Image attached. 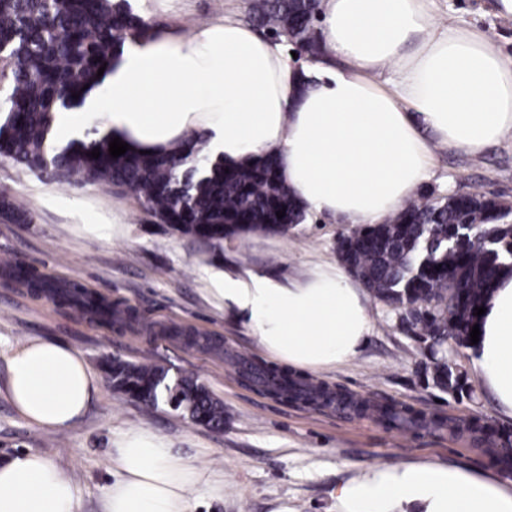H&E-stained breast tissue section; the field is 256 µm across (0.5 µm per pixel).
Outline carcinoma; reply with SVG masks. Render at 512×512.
<instances>
[{
	"mask_svg": "<svg viewBox=\"0 0 512 512\" xmlns=\"http://www.w3.org/2000/svg\"><path fill=\"white\" fill-rule=\"evenodd\" d=\"M318 0H253L252 21L300 44L308 55L319 51L317 31L307 22ZM148 24L126 0H0V44L12 58L0 123V157L35 173L75 184L123 189L160 223L195 240L221 243L249 232L285 233L306 220L288 187L268 174L279 159L267 157L225 169L203 153V141L169 157L125 153L109 155L112 137L94 130L83 140L57 145L49 138L52 113L80 103L101 83L100 67L124 35ZM79 98H73V95ZM100 156L91 157L93 149ZM512 204L494 194L460 193L412 200L383 224H365L337 241L344 267L393 310L398 327L428 351L425 374L441 391L462 398L467 382L448 361L443 347L470 343L478 323L475 308L507 266L512 268ZM0 209L16 222L27 220L24 205L0 197ZM285 210L282 218L276 212ZM37 286L79 304L90 318L111 326L132 323V312L46 280ZM112 388L147 405L175 394L174 411L191 421L224 428V403L197 378L168 380L169 369L152 361L106 360ZM264 389L281 400L313 404L340 396L323 385L295 381L265 371ZM378 419L404 430L445 427L443 418L425 419L397 406L377 408Z\"/></svg>",
	"mask_w": 512,
	"mask_h": 512,
	"instance_id": "1",
	"label": "carcinoma"
}]
</instances>
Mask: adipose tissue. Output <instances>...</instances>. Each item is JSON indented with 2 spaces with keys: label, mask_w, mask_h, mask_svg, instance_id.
Returning a JSON list of instances; mask_svg holds the SVG:
<instances>
[{
  "label": "adipose tissue",
  "mask_w": 512,
  "mask_h": 512,
  "mask_svg": "<svg viewBox=\"0 0 512 512\" xmlns=\"http://www.w3.org/2000/svg\"><path fill=\"white\" fill-rule=\"evenodd\" d=\"M429 0H319L320 53L297 64L283 42L224 17L184 34L126 35L83 106L53 115L56 139L84 138L94 117L131 153L171 155L202 139L231 166L282 159V181L308 211L344 224H380L429 176L432 144L478 153L512 131V58L484 33L439 23ZM390 74L393 84L379 78ZM211 293L296 369H333L356 358L371 334L367 295L340 267L283 283L213 268ZM473 367L512 417V271L485 301ZM19 413L62 430L98 393V378L65 345L30 339L8 359ZM104 486L105 512H183L205 470L177 457L149 429L129 431ZM80 488L51 461L25 452L0 461V512H77ZM354 512H394L405 500L425 512H512L500 486L437 466L385 467L344 485Z\"/></svg>",
  "instance_id": "adipose-tissue-1"
}]
</instances>
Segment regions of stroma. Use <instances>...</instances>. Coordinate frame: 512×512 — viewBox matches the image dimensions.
<instances>
[{
  "label": "stroma",
  "instance_id": "1",
  "mask_svg": "<svg viewBox=\"0 0 512 512\" xmlns=\"http://www.w3.org/2000/svg\"><path fill=\"white\" fill-rule=\"evenodd\" d=\"M496 0H431L441 22H462L487 33L512 56V17ZM252 0H128L150 27L195 26L232 16L248 20ZM491 192L512 202V132L480 154L435 147L422 196ZM63 194L84 200L122 224L105 243L50 210L45 199ZM22 203L28 220L0 218V258L23 261L30 276L49 277L121 303L144 328L107 327L76 308L29 287L0 269V459L34 451L52 460L81 489L77 512H105L102 488L114 472L110 454L125 431L147 428L179 458L209 474V485L187 495L185 512H344L338 491L382 467L438 466L501 483L512 493V469L501 468L486 444L469 432L487 418L512 430L475 372L465 349L452 352L472 388L459 401L427 384L418 342L399 330L395 314L369 299L372 331L353 361L311 372L300 380L323 383L358 400L395 403L427 416L462 423L463 432L400 431L375 418L341 415L311 404L282 402L241 380L233 360L276 368L257 336L234 322L206 290V271L222 263L278 279L300 280L317 265H338L336 241L345 224L308 214L285 234L253 233L203 245L156 223L131 196L102 186H77L42 177L0 158V196ZM57 341L81 353L96 375L103 357L157 358L170 375H192L224 403V427L214 430L183 418L166 405L150 406L115 393L108 381L69 428L33 426L7 390V360L28 339Z\"/></svg>",
  "mask_w": 512,
  "mask_h": 512
}]
</instances>
